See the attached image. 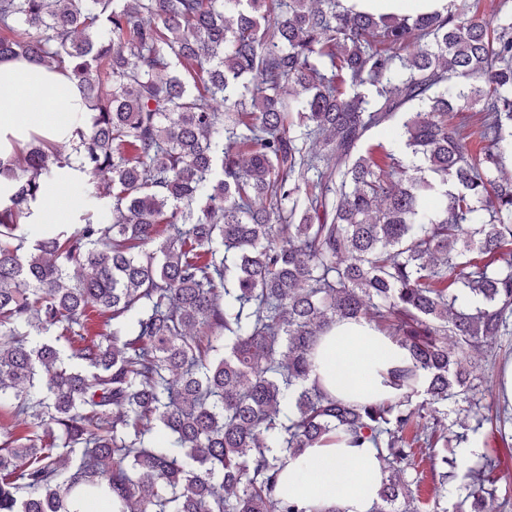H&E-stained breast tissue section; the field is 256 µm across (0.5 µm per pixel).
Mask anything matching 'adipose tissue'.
I'll return each instance as SVG.
<instances>
[{"mask_svg":"<svg viewBox=\"0 0 512 512\" xmlns=\"http://www.w3.org/2000/svg\"><path fill=\"white\" fill-rule=\"evenodd\" d=\"M450 0H343L345 7L376 14L446 11ZM66 77L24 60L0 61V155L24 146L35 121L23 106L30 99L42 102L43 112L65 109L82 121L88 109L68 92ZM405 364V353L374 324L337 322L321 338L314 357L312 378L331 394L350 402H380L392 398V370ZM381 483L376 451L327 444L289 458L279 475L278 489L302 506L321 512H371Z\"/></svg>","mask_w":512,"mask_h":512,"instance_id":"1","label":"adipose tissue"}]
</instances>
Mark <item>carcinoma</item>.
Here are the masks:
<instances>
[{"label":"carcinoma","mask_w":512,"mask_h":512,"mask_svg":"<svg viewBox=\"0 0 512 512\" xmlns=\"http://www.w3.org/2000/svg\"><path fill=\"white\" fill-rule=\"evenodd\" d=\"M2 58L65 74L89 121L65 123L64 148L52 127L0 157V405L24 425H0V512L100 495L117 512H315L279 474L332 442L376 449L373 512H419L412 443L445 486L443 406L471 402L472 354L512 317V14L0 0ZM469 111L476 128L448 123ZM379 128L394 149L359 153ZM62 170L93 206L72 231L35 228ZM361 319L406 355L381 403L311 380L324 332ZM492 400L482 421L511 448L512 403ZM496 469L463 475L456 512H512Z\"/></svg>","instance_id":"1"}]
</instances>
